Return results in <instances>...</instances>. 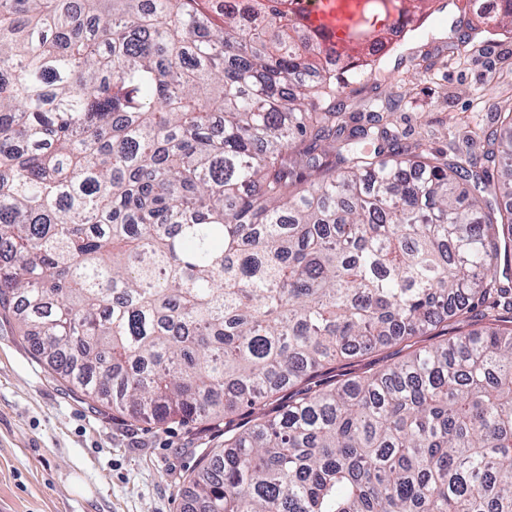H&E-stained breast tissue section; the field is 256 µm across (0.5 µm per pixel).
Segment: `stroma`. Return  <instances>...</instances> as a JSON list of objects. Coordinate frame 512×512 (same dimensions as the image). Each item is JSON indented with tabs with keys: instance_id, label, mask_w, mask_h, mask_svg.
Masks as SVG:
<instances>
[{
	"instance_id": "obj_1",
	"label": "stroma",
	"mask_w": 512,
	"mask_h": 512,
	"mask_svg": "<svg viewBox=\"0 0 512 512\" xmlns=\"http://www.w3.org/2000/svg\"><path fill=\"white\" fill-rule=\"evenodd\" d=\"M495 4L430 0L429 22L338 100L351 112L391 102L389 127L408 152L488 170L487 138L512 109V38L469 21ZM223 441L198 424L157 427L86 400L0 319V512H184L201 449Z\"/></svg>"
}]
</instances>
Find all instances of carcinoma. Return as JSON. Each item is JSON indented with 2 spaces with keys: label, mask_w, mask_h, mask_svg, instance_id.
<instances>
[{
  "label": "carcinoma",
  "mask_w": 512,
  "mask_h": 512,
  "mask_svg": "<svg viewBox=\"0 0 512 512\" xmlns=\"http://www.w3.org/2000/svg\"><path fill=\"white\" fill-rule=\"evenodd\" d=\"M281 4L0 0V316L83 396L224 429L185 512H512V112L492 206L342 111L376 60ZM401 350L402 345L388 346L370 355L338 361L336 363V379L361 375L372 369L388 365L407 353V350Z\"/></svg>",
  "instance_id": "carcinoma-1"
}]
</instances>
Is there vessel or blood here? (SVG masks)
<instances>
[{
  "label": "vessel or blood",
  "instance_id": "obj_1",
  "mask_svg": "<svg viewBox=\"0 0 512 512\" xmlns=\"http://www.w3.org/2000/svg\"><path fill=\"white\" fill-rule=\"evenodd\" d=\"M366 0H311L306 21L329 33L327 49L346 52L360 37L365 19Z\"/></svg>",
  "mask_w": 512,
  "mask_h": 512
}]
</instances>
